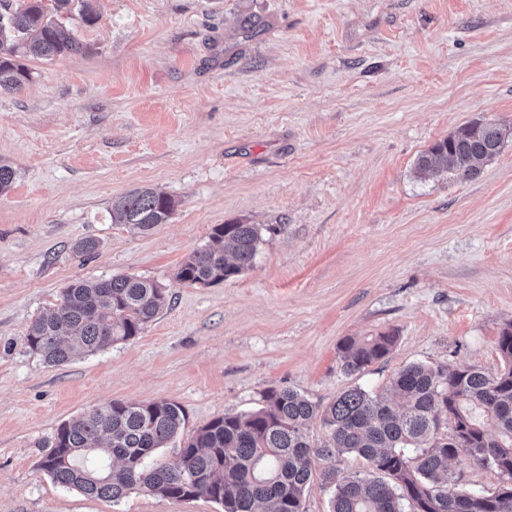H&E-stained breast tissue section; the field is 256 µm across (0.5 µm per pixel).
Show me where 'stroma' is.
<instances>
[{
  "label": "stroma",
  "mask_w": 512,
  "mask_h": 512,
  "mask_svg": "<svg viewBox=\"0 0 512 512\" xmlns=\"http://www.w3.org/2000/svg\"><path fill=\"white\" fill-rule=\"evenodd\" d=\"M93 3L96 24L64 21L83 53L25 59L30 82L0 93V512H223L90 498L42 469L61 424L112 400L177 403L188 437L271 389L326 403L412 362L498 371L512 140L474 179L415 166L473 118L512 125V0ZM142 187L176 200L168 223H112ZM232 223L261 231L252 266L180 282ZM85 238L98 249L74 256ZM131 274L167 293L137 337L61 366L29 349L70 283ZM391 330L385 359L343 371L345 339Z\"/></svg>",
  "instance_id": "obj_1"
}]
</instances>
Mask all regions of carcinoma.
I'll use <instances>...</instances> for the list:
<instances>
[{
  "label": "carcinoma",
  "mask_w": 512,
  "mask_h": 512,
  "mask_svg": "<svg viewBox=\"0 0 512 512\" xmlns=\"http://www.w3.org/2000/svg\"><path fill=\"white\" fill-rule=\"evenodd\" d=\"M7 2L0 0V91L12 92L31 79L18 58L75 55L83 46L59 21L74 0L49 6L17 0L11 10ZM503 130L468 122L419 156L417 170L474 179L500 154ZM174 208L166 192L145 187L112 200L110 214L112 223L144 232L167 223ZM259 240L255 224H218L177 278L210 286L236 277L252 265ZM166 298L158 283L137 276L76 281L57 308L31 322L25 342L46 364H67L134 338ZM397 339L394 332L347 339L343 370H365L389 355ZM497 347L503 366L494 375L475 366L410 363L393 376L387 396L354 387L322 405L290 389L270 390L259 410L226 414L197 429L166 465L152 456L180 436L183 408L167 400L104 403L62 424L41 466L68 488L114 502L141 490L175 499L204 495L224 512H305L314 460L355 456L366 470L321 472L333 492L330 512H512V324ZM317 419L328 436L320 446L307 435ZM462 454L497 470L501 484L494 493L465 489L449 467Z\"/></svg>",
  "instance_id": "1"
}]
</instances>
